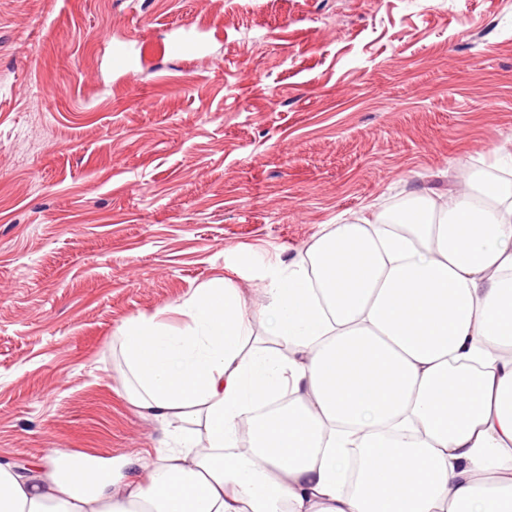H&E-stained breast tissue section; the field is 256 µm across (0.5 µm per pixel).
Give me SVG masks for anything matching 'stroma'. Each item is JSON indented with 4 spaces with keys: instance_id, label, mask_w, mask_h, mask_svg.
<instances>
[{
    "instance_id": "obj_1",
    "label": "stroma",
    "mask_w": 512,
    "mask_h": 512,
    "mask_svg": "<svg viewBox=\"0 0 512 512\" xmlns=\"http://www.w3.org/2000/svg\"><path fill=\"white\" fill-rule=\"evenodd\" d=\"M478 165L512 167V0H0V463L155 457L124 322L216 277L256 314L325 225ZM206 49V41L197 28L189 24L181 25L175 30L169 51L176 57L189 58L201 55ZM131 39L120 38L112 42L109 65L112 74L120 79L131 80L136 76V59Z\"/></svg>"
}]
</instances>
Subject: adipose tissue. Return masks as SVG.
<instances>
[{
  "label": "adipose tissue",
  "instance_id": "ef3b65f1",
  "mask_svg": "<svg viewBox=\"0 0 512 512\" xmlns=\"http://www.w3.org/2000/svg\"><path fill=\"white\" fill-rule=\"evenodd\" d=\"M264 295L288 356L223 278L183 328L128 319L126 400L195 431L149 461L0 464V512H512V182L326 225Z\"/></svg>",
  "mask_w": 512,
  "mask_h": 512
}]
</instances>
